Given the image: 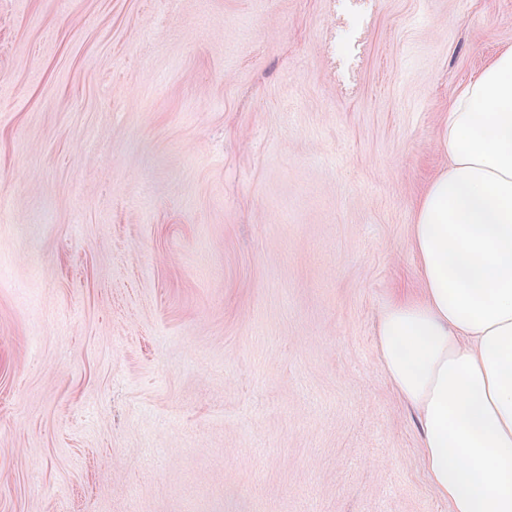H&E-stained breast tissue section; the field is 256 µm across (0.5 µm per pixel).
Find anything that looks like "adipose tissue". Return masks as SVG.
Instances as JSON below:
<instances>
[{
    "label": "adipose tissue",
    "mask_w": 512,
    "mask_h": 512,
    "mask_svg": "<svg viewBox=\"0 0 512 512\" xmlns=\"http://www.w3.org/2000/svg\"><path fill=\"white\" fill-rule=\"evenodd\" d=\"M444 145L413 226L422 292L385 306L380 356L448 512H512V48L460 88Z\"/></svg>",
    "instance_id": "ef3b65f1"
}]
</instances>
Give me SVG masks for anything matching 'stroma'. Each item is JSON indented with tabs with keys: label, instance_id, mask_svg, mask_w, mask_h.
I'll use <instances>...</instances> for the list:
<instances>
[{
	"label": "stroma",
	"instance_id": "1",
	"mask_svg": "<svg viewBox=\"0 0 512 512\" xmlns=\"http://www.w3.org/2000/svg\"><path fill=\"white\" fill-rule=\"evenodd\" d=\"M0 0V512H448L377 322L512 0Z\"/></svg>",
	"mask_w": 512,
	"mask_h": 512
}]
</instances>
